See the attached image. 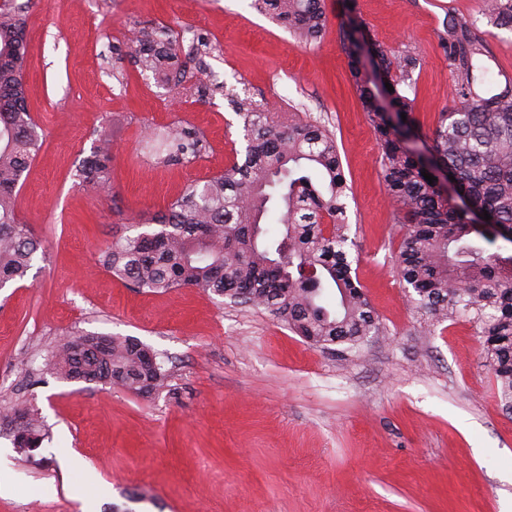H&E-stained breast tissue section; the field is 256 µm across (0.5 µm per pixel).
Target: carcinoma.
Segmentation results:
<instances>
[{"label":"carcinoma","instance_id":"carcinoma-1","mask_svg":"<svg viewBox=\"0 0 512 512\" xmlns=\"http://www.w3.org/2000/svg\"><path fill=\"white\" fill-rule=\"evenodd\" d=\"M254 8L288 28L300 43L326 26L323 0H253ZM483 15L512 30V0H483ZM26 15L13 0H0V287L24 279L41 243L18 221L15 198L36 157L42 134L27 107L24 81ZM363 110L378 136L379 163L405 236L398 274L416 308L436 319L475 310L498 394L512 403V255L486 254L473 235L507 238L512 232V78L487 84L486 38L476 20L450 12L441 47L455 76L454 106L440 113L431 142L419 144V124L408 90L415 88L420 58L392 56L373 41L348 9L340 29ZM138 65L168 89L184 74L165 67L181 45L161 26L133 36ZM186 91L204 97L212 73ZM391 84L390 92L386 84ZM242 119L246 146L224 172L189 184L155 228L123 236L103 252V264L129 286L151 292L199 287L233 302L263 307L316 345L356 348L381 335L366 293L352 275L345 224L348 186L336 140L310 122L278 125L252 97L231 96ZM406 118H401V115ZM158 163L189 162L207 152L203 135L189 126L155 132ZM455 178V196L444 195L421 172L420 149ZM111 141L87 158L79 177L108 191ZM490 214L484 219L483 212ZM273 213L281 229L268 233ZM48 369L61 379L119 385L141 394L168 387L156 354L133 338L74 332L51 352ZM11 423L14 446L26 453L41 446L47 430L26 400L0 406Z\"/></svg>","mask_w":512,"mask_h":512}]
</instances>
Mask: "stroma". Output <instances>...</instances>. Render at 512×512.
Masks as SVG:
<instances>
[{
    "mask_svg": "<svg viewBox=\"0 0 512 512\" xmlns=\"http://www.w3.org/2000/svg\"><path fill=\"white\" fill-rule=\"evenodd\" d=\"M25 7L27 106L43 144L15 208L45 249L0 289V373L41 413L32 457L0 430L13 487L0 512H512V408L497 395L474 312L436 321L396 272L394 220L379 144L340 42L347 0H325L317 41L297 42L252 0H19ZM476 19L494 77L512 76V31L482 0H357L370 36L418 54L413 112L431 135L455 103L441 48L449 10ZM165 25L225 91L171 96L134 64L135 31ZM267 101L279 122L334 134L349 187L356 277L383 329L359 349L315 346L268 310L200 288L139 291L102 263L108 244L243 151L228 93ZM191 125L206 155L156 167L150 128ZM112 139L109 193L77 171L100 133ZM131 337L168 371L170 389L138 394L46 370L71 332Z\"/></svg>",
    "mask_w": 512,
    "mask_h": 512,
    "instance_id": "obj_1",
    "label": "stroma"
}]
</instances>
